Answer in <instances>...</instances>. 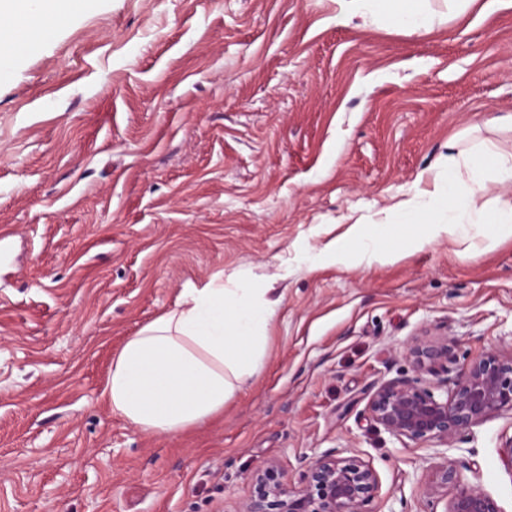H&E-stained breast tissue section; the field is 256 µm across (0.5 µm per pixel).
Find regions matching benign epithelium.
I'll use <instances>...</instances> for the list:
<instances>
[{
	"instance_id": "7a95c632",
	"label": "benign epithelium",
	"mask_w": 512,
	"mask_h": 512,
	"mask_svg": "<svg viewBox=\"0 0 512 512\" xmlns=\"http://www.w3.org/2000/svg\"><path fill=\"white\" fill-rule=\"evenodd\" d=\"M415 369L411 378L380 382L372 394L369 419L389 434L415 443L435 440L448 446L486 420L512 411V355L488 352L470 360L452 379L448 345L416 342L405 349ZM437 378L426 384L424 376ZM452 386L446 396L437 391ZM253 492L244 512H365L377 490L374 471L358 459L322 455L309 462L303 487L270 463L252 477ZM447 512H501L477 487L457 491Z\"/></svg>"
}]
</instances>
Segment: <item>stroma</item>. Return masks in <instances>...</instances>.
Here are the masks:
<instances>
[{
    "instance_id": "1",
    "label": "stroma",
    "mask_w": 512,
    "mask_h": 512,
    "mask_svg": "<svg viewBox=\"0 0 512 512\" xmlns=\"http://www.w3.org/2000/svg\"><path fill=\"white\" fill-rule=\"evenodd\" d=\"M429 6L411 33L338 0H78L0 59V512H243L256 468L298 489L325 454L374 470L369 512L469 486L512 512L511 411L448 448L367 418L411 341L512 354V237L408 252L385 213L450 150L512 148V0ZM355 223L399 258L298 253ZM218 274L275 302L264 356L223 416L142 432L101 396L112 359Z\"/></svg>"
}]
</instances>
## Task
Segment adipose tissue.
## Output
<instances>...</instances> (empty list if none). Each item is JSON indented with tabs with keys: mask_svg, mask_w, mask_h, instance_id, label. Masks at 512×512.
<instances>
[{
	"mask_svg": "<svg viewBox=\"0 0 512 512\" xmlns=\"http://www.w3.org/2000/svg\"><path fill=\"white\" fill-rule=\"evenodd\" d=\"M338 21L353 22L374 14L414 32L431 29L437 19L426 0H340ZM64 0H30L20 11L17 0H0V30L25 18L27 36L39 40L46 24L59 19ZM470 179H462V170ZM512 188V150L484 141L457 158L446 159L434 175L429 199L413 195L394 204V211L414 223L430 211L429 231L407 242L417 251L440 236L458 235L468 224L496 225L485 237L484 249L512 236V198L484 200L489 185ZM317 257L353 255L367 262L386 263L395 251L372 246L360 225L345 238L316 248ZM274 309L260 301L254 288H228L217 275L202 286L183 289L176 306L144 324L112 359L101 391L112 411L146 433L176 435L224 411L239 385L255 372Z\"/></svg>",
	"mask_w": 512,
	"mask_h": 512,
	"instance_id": "obj_1",
	"label": "adipose tissue"
}]
</instances>
